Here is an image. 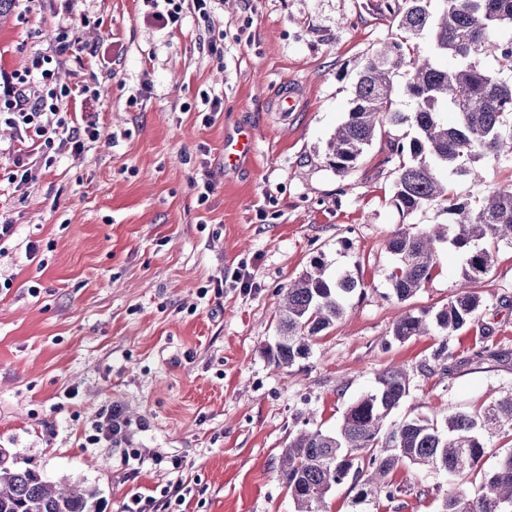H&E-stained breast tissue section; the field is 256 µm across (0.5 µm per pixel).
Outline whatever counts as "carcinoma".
<instances>
[{
  "instance_id": "cac0c4a2",
  "label": "carcinoma",
  "mask_w": 512,
  "mask_h": 512,
  "mask_svg": "<svg viewBox=\"0 0 512 512\" xmlns=\"http://www.w3.org/2000/svg\"><path fill=\"white\" fill-rule=\"evenodd\" d=\"M428 2L383 0L377 5L380 17L405 36L367 59L346 120L327 142L328 163L344 177L389 129L408 126L414 131L407 141L386 140L387 160L394 162V201L408 214L436 202L448 213V223L422 231L401 227L389 237L394 265L388 281L398 300L409 299L430 279L439 244L448 241L464 254L458 293L434 313L401 316L392 328L398 341L426 335L432 327L450 335L471 323L483 302L477 288L488 281L492 249L512 244V184L463 200L448 190L444 178L480 182L482 160L512 153V132L502 130L504 116L512 115V84L481 65L494 57L512 69V42L494 37V31L512 27V0H442L436 16ZM426 30L436 55L457 59L456 68L439 66L414 50L411 39ZM403 68L409 78L399 88L395 76ZM400 91L413 100L412 111L393 108ZM447 111L455 114L451 124L442 118ZM357 286L349 274L326 276L321 261L289 284L271 360L283 368L308 357L313 338L342 319ZM408 394L404 369L389 366L377 374L373 391L346 408L337 430L302 429L288 436L281 477L296 512H327L328 494L348 481L356 505L380 498L391 502L402 488L389 475L403 462L438 468L459 480L442 497L438 512H503V504L512 505V450L499 457L493 470L480 472L488 453L481 431L505 428L512 433V395L479 413H452L441 422L415 416L385 428ZM477 474L476 489H462ZM96 496L93 489L47 481L33 469L16 466L0 450V512H96Z\"/></svg>"
}]
</instances>
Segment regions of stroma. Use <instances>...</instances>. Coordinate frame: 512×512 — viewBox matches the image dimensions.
<instances>
[{
  "instance_id": "obj_1",
  "label": "stroma",
  "mask_w": 512,
  "mask_h": 512,
  "mask_svg": "<svg viewBox=\"0 0 512 512\" xmlns=\"http://www.w3.org/2000/svg\"><path fill=\"white\" fill-rule=\"evenodd\" d=\"M377 2L215 0L210 19L189 7L164 29L142 0H10L0 71H24L70 27L56 82L75 125L99 129L80 156L49 165L0 123V224L14 227L0 239V449L19 467L96 489L97 512L162 499L177 480L192 488L179 512H295L280 476L289 435L335 430L385 366L410 377L391 425L512 394V245L495 253L475 322L397 341L400 316L458 291L464 258L441 244L431 278L401 302L387 241L448 215L397 208L383 140L348 176L327 164L358 69L397 36ZM290 90L297 109L285 115L278 97ZM211 98L221 110L207 123ZM243 127L257 151L225 169L224 138ZM19 160L32 171L22 184L11 180ZM482 169L481 182L456 181L461 198L512 183L511 155ZM319 257L363 291L308 357L277 367L284 291ZM441 354L450 373L433 367ZM115 409L127 444L88 443ZM128 448L140 460L123 462ZM394 479L398 500L362 512H437L453 484L409 463Z\"/></svg>"
}]
</instances>
